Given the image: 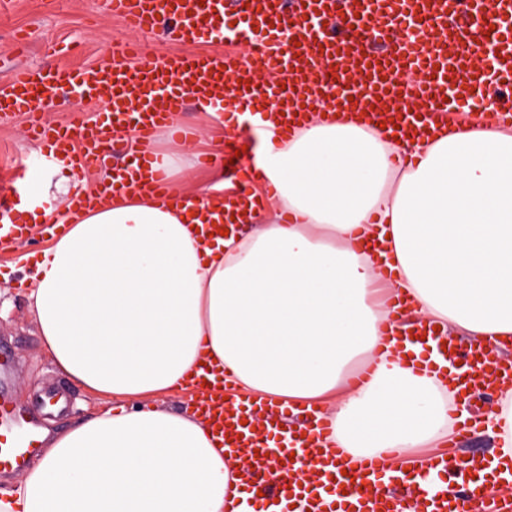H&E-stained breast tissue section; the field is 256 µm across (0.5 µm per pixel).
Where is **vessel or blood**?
I'll list each match as a JSON object with an SVG mask.
<instances>
[{"instance_id":"vessel-or-blood-1","label":"vessel or blood","mask_w":512,"mask_h":512,"mask_svg":"<svg viewBox=\"0 0 512 512\" xmlns=\"http://www.w3.org/2000/svg\"><path fill=\"white\" fill-rule=\"evenodd\" d=\"M112 16L141 35L153 33L159 17L171 18L165 36L173 51L154 55L138 42L116 47L112 62L81 70L17 69L0 86V115H24L30 141L47 158L69 159L84 172L108 164L107 147L125 131L147 136L167 126L188 100L225 111L231 103L248 107L269 103L284 110L285 122L306 120L325 108L349 102L376 107L394 118L401 132H424L448 119L449 89L471 97L485 84L512 87V0H104ZM339 23L328 34L325 22ZM374 44L362 43L365 30ZM251 42L248 56L227 52L192 54L185 44ZM415 71L409 91L395 76ZM80 88L87 108L61 125L44 121V106L62 88ZM409 95L422 114L399 107ZM136 157L114 169L111 182L75 194L66 207L69 223L84 210L107 205L120 188L165 195L164 180L145 171ZM33 171L23 167L0 183V250L28 237L19 208ZM425 337L443 360L461 362V391L491 401L498 385L512 381V362H503L495 346L464 347L446 331L419 321L407 341ZM207 413L213 430L227 440L226 452L239 464L240 481L257 493L261 512H512V497L480 493L474 477L483 457H461L450 448L430 454L436 488H423L413 472L390 474L385 460H345L324 451V429L315 411H307L297 430L281 429L275 403H254L215 391ZM40 422L0 395V469L17 470L42 447ZM346 493L335 509L323 491Z\"/></svg>"}]
</instances>
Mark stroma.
Wrapping results in <instances>:
<instances>
[{"instance_id":"obj_1","label":"stroma","mask_w":512,"mask_h":512,"mask_svg":"<svg viewBox=\"0 0 512 512\" xmlns=\"http://www.w3.org/2000/svg\"><path fill=\"white\" fill-rule=\"evenodd\" d=\"M130 36L104 9L103 0H12L0 12V85L19 67L79 69L109 62L114 46ZM180 120L193 126L194 146L177 158L170 186L192 193L224 179L223 166L211 164L209 157L214 149L230 150L238 140L235 129L215 124L196 102H189ZM26 127L22 116L0 120V176L11 171L21 154L33 152ZM51 242L48 225L40 224L30 239L0 252V378L8 381L13 402L24 410L51 393L67 397V408L44 416L45 431L53 433L97 415L108 403L60 372L29 311L34 257Z\"/></svg>"}]
</instances>
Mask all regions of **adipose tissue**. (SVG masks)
Instances as JSON below:
<instances>
[{
	"mask_svg": "<svg viewBox=\"0 0 512 512\" xmlns=\"http://www.w3.org/2000/svg\"><path fill=\"white\" fill-rule=\"evenodd\" d=\"M274 111L256 115L267 219L250 235L208 231L223 197L129 192L40 253L27 300L56 366L118 404L55 433L0 512H224L236 465L208 418L123 405L207 371L245 396L328 402L326 447L395 474L467 417L454 367L399 342L400 314L512 344V129L458 115L411 141L347 113L281 138ZM484 431L496 486L512 385Z\"/></svg>",
	"mask_w": 512,
	"mask_h": 512,
	"instance_id": "obj_1",
	"label": "adipose tissue"
}]
</instances>
